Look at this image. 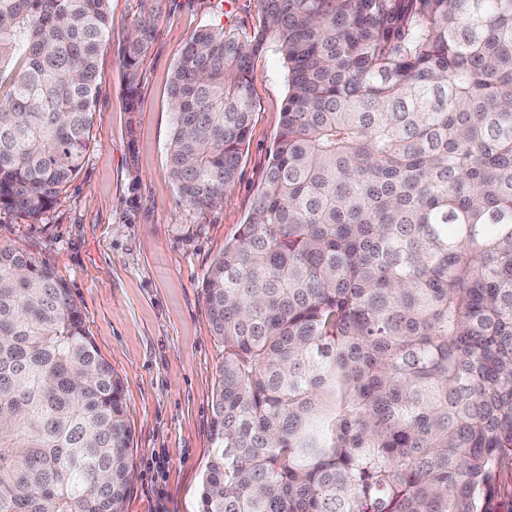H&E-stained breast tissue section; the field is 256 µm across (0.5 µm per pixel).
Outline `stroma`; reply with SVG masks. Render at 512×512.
Masks as SVG:
<instances>
[{"mask_svg": "<svg viewBox=\"0 0 512 512\" xmlns=\"http://www.w3.org/2000/svg\"><path fill=\"white\" fill-rule=\"evenodd\" d=\"M83 166L38 222L0 210V248L23 250L66 281L101 356L123 381L134 477L123 512H200L212 393L224 360L203 282L252 211L288 94L277 45L253 62L255 106L238 179L221 204L185 206L168 176V89L197 30L257 25L256 0H108ZM156 38L127 100L121 48L141 18Z\"/></svg>", "mask_w": 512, "mask_h": 512, "instance_id": "stroma-1", "label": "stroma"}]
</instances>
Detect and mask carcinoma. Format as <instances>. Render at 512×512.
Returning <instances> with one entry per match:
<instances>
[{
    "instance_id": "1",
    "label": "carcinoma",
    "mask_w": 512,
    "mask_h": 512,
    "mask_svg": "<svg viewBox=\"0 0 512 512\" xmlns=\"http://www.w3.org/2000/svg\"><path fill=\"white\" fill-rule=\"evenodd\" d=\"M257 4L190 37L169 92V176L205 210L238 178L253 60L274 41L288 71L204 281L201 512H488L512 465V0ZM110 30L106 0H0L1 210L35 222L79 173ZM122 391L66 282L0 248V512H121Z\"/></svg>"
}]
</instances>
